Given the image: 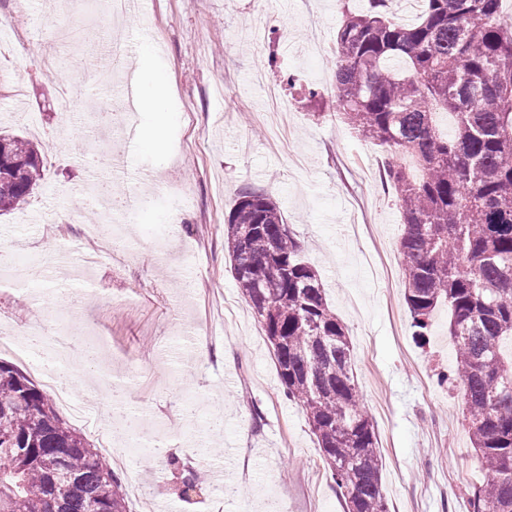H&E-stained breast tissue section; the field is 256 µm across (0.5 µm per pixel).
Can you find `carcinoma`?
Returning <instances> with one entry per match:
<instances>
[{"mask_svg":"<svg viewBox=\"0 0 512 512\" xmlns=\"http://www.w3.org/2000/svg\"><path fill=\"white\" fill-rule=\"evenodd\" d=\"M501 0H423L413 24L390 0L342 11L336 103L383 148V187L395 193L404 299L423 343L448 306L471 445L485 482L472 512H512V26ZM451 112V131L437 124ZM26 168L0 169V212L27 203L42 176L32 140L4 136ZM232 273L261 325L286 398L316 437L347 512H386L382 457L353 371L350 334L329 305L302 244L264 191L244 188L228 216ZM0 512H129L98 449L59 416L43 389L0 361Z\"/></svg>","mask_w":512,"mask_h":512,"instance_id":"carcinoma-1","label":"carcinoma"}]
</instances>
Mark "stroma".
<instances>
[{
    "mask_svg": "<svg viewBox=\"0 0 512 512\" xmlns=\"http://www.w3.org/2000/svg\"><path fill=\"white\" fill-rule=\"evenodd\" d=\"M342 22L336 0H148L145 14L112 16L110 0H0V29L16 54L0 66V129L41 130L42 179L26 205L0 215V247L25 267L66 243L68 264L39 287L0 276V336L39 322L78 337L96 359L60 362L51 340L0 347V359L38 379L56 366L76 400L109 406L125 391L136 420L128 431L152 451L120 468L131 492L150 486L155 512H344L317 440L299 405L282 394L266 337L242 298L224 245V224L243 188L267 192L293 225L303 257L347 325L361 400L374 423L390 512H470L485 475L471 449L458 388L435 382L452 368L448 310L432 318L426 344L409 328L404 301L400 214L380 186L383 155L336 118L332 66L309 58L334 47ZM144 45L141 68L161 76L163 109L133 112L116 102L113 127L99 126L94 102L112 92L80 79L100 67L113 36ZM57 65L46 72L42 55ZM69 86L74 107L63 110ZM275 87L287 109H268ZM137 133L127 145L120 128ZM126 156L110 194L138 195L135 216L112 222L131 241L115 259L107 237L89 228L100 209L78 202L91 180L84 155ZM73 211L70 222L56 215ZM208 355H197L198 346ZM183 465L220 468L182 490L167 443Z\"/></svg>",
    "mask_w": 512,
    "mask_h": 512,
    "instance_id": "1",
    "label": "stroma"
}]
</instances>
